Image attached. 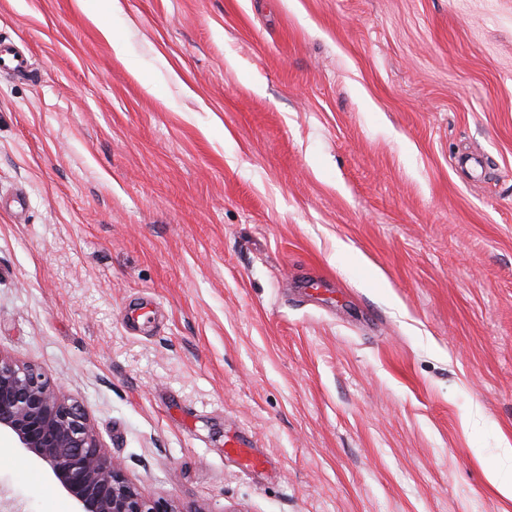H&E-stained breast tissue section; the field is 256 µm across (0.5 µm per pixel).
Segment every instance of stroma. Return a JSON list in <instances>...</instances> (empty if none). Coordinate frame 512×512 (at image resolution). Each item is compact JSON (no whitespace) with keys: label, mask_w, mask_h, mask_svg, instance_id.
<instances>
[{"label":"stroma","mask_w":512,"mask_h":512,"mask_svg":"<svg viewBox=\"0 0 512 512\" xmlns=\"http://www.w3.org/2000/svg\"><path fill=\"white\" fill-rule=\"evenodd\" d=\"M122 6L0 0V354L179 510L512 512V0ZM30 61L25 55L19 53L12 44L0 42V70L11 72H25L29 69ZM245 445L246 442L241 436H228L227 439L224 440V452L227 455L233 454L239 457L243 461L242 466L244 469L254 471L263 463L257 456L249 454L247 449L244 447Z\"/></svg>","instance_id":"1"}]
</instances>
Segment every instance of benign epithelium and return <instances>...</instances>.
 I'll use <instances>...</instances> for the list:
<instances>
[{"label": "benign epithelium", "mask_w": 512, "mask_h": 512, "mask_svg": "<svg viewBox=\"0 0 512 512\" xmlns=\"http://www.w3.org/2000/svg\"><path fill=\"white\" fill-rule=\"evenodd\" d=\"M2 438L49 467L75 512H179L127 480L121 464L101 451L85 412L61 398L37 367L0 354Z\"/></svg>", "instance_id": "1"}]
</instances>
